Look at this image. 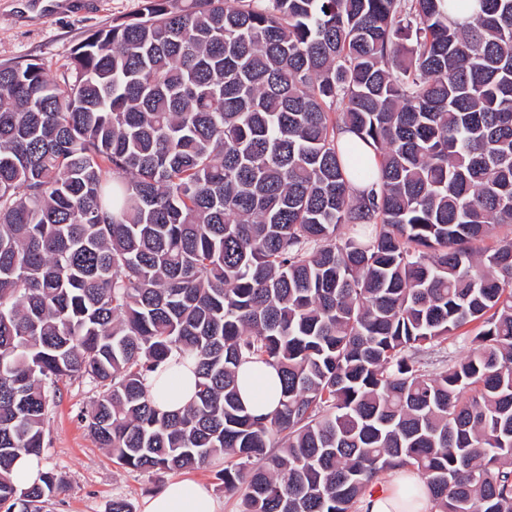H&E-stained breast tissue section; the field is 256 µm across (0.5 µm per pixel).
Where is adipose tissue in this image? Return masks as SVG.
Here are the masks:
<instances>
[{"mask_svg":"<svg viewBox=\"0 0 512 512\" xmlns=\"http://www.w3.org/2000/svg\"><path fill=\"white\" fill-rule=\"evenodd\" d=\"M194 360L169 364L152 373L146 387L153 402L162 410L177 412L194 398ZM239 397L255 415H267L279 404L281 391L275 367L261 361H247L237 372ZM360 512H431L432 496L425 481L415 472L397 468L392 480L367 491ZM142 512H220L211 491L202 483L184 478L168 482L144 500Z\"/></svg>","mask_w":512,"mask_h":512,"instance_id":"adipose-tissue-1","label":"adipose tissue"}]
</instances>
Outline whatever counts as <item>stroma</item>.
Segmentation results:
<instances>
[{"label": "stroma", "mask_w": 512, "mask_h": 512, "mask_svg": "<svg viewBox=\"0 0 512 512\" xmlns=\"http://www.w3.org/2000/svg\"><path fill=\"white\" fill-rule=\"evenodd\" d=\"M144 0H0V67L41 62L61 78L75 48L93 31L115 19H130ZM99 389L86 378L60 383L45 423L44 470L61 475L65 488L43 512H107L115 498L142 512L144 499L173 475L125 468L99 447L86 415Z\"/></svg>", "instance_id": "obj_1"}]
</instances>
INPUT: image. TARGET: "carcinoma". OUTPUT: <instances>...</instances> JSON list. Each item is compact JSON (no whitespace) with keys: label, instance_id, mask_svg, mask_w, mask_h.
Instances as JSON below:
<instances>
[{"label":"carcinoma","instance_id":"1","mask_svg":"<svg viewBox=\"0 0 512 512\" xmlns=\"http://www.w3.org/2000/svg\"><path fill=\"white\" fill-rule=\"evenodd\" d=\"M480 2L145 0L60 80L0 67V512L63 491L11 469L76 376L117 464L233 458L243 512H358L395 467L435 512H512V237L479 246L512 227V0ZM172 357L177 415L145 387ZM183 362V363H182ZM195 361L171 362L165 369L148 376L146 387L153 402L162 410L177 412L194 398L196 390ZM237 383L240 400L255 415H267L278 406L281 391L275 367L262 361L244 362L238 368Z\"/></svg>","mask_w":512,"mask_h":512}]
</instances>
